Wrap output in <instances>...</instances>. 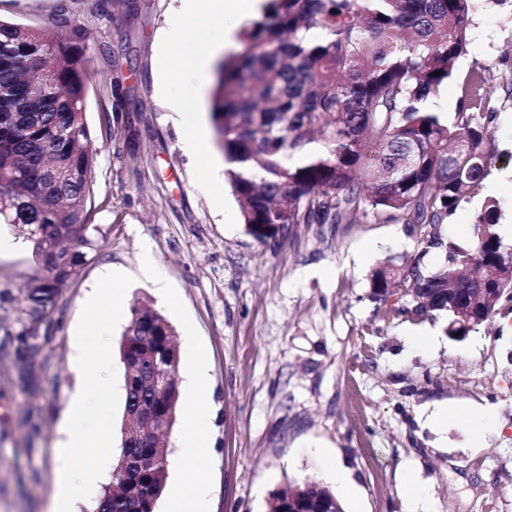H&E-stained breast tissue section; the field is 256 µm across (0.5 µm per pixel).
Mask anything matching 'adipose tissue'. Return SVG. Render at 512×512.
Returning a JSON list of instances; mask_svg holds the SVG:
<instances>
[{"instance_id":"obj_1","label":"adipose tissue","mask_w":512,"mask_h":512,"mask_svg":"<svg viewBox=\"0 0 512 512\" xmlns=\"http://www.w3.org/2000/svg\"><path fill=\"white\" fill-rule=\"evenodd\" d=\"M177 19L163 37L164 43L186 42L184 21L196 22L198 35L190 45L195 74L206 75L213 63L237 44L235 27L225 25V17L242 21L260 14L264 0H177ZM190 395L189 412L180 437L181 447L191 449L194 459L207 453L210 443L207 430L210 425L206 386L208 368L203 362H195L187 375Z\"/></svg>"}]
</instances>
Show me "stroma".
<instances>
[{
	"instance_id": "stroma-1",
	"label": "stroma",
	"mask_w": 512,
	"mask_h": 512,
	"mask_svg": "<svg viewBox=\"0 0 512 512\" xmlns=\"http://www.w3.org/2000/svg\"><path fill=\"white\" fill-rule=\"evenodd\" d=\"M175 0H0V19L56 29L59 11L81 27L89 78L86 120L94 180L93 241L53 310L39 358L0 348V512H51L59 424L82 386L73 336L84 300L111 271L133 276L124 301L163 311L193 333L209 369L212 448L187 463L175 423L165 439L168 483L207 487L206 512H269L273 493L309 479L344 512H512V302L461 341L448 318L382 320L369 276L384 257L419 251L405 224H296L259 242L247 233L209 147V166L180 149L171 105L209 116L183 78V51H163ZM459 68L485 69L494 87L489 130L497 151L478 197L440 227L469 245L484 199L500 206L512 246V0H475ZM15 248L0 257V339L18 333L24 289L40 270L24 227L0 224ZM150 243L169 287L168 308L139 277ZM349 471L337 487L329 460Z\"/></svg>"
}]
</instances>
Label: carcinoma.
Returning <instances> with one entry per match:
<instances>
[{"mask_svg": "<svg viewBox=\"0 0 512 512\" xmlns=\"http://www.w3.org/2000/svg\"><path fill=\"white\" fill-rule=\"evenodd\" d=\"M473 25L472 0H268L246 32L238 59L218 68L210 110L226 182L242 223L261 242L293 224L353 223L359 214L400 222L416 235L419 258L389 256L370 275L372 297L393 301L381 311L424 318L455 316L448 300L484 283L506 288L512 302V249L503 246L500 210L484 200L469 247L445 244L438 228L490 175L496 150L487 124L493 90L485 73L462 74ZM81 29L67 17L49 35L0 20V224H22L42 275L27 290L26 326L9 337L16 358L41 355L63 286L78 274L88 236L93 184L86 121ZM454 81L461 105L448 124L429 107ZM448 247L436 270L421 264ZM120 342L125 366L124 413L152 400L159 415L149 429L120 425L113 487L96 512H156L167 483L158 434L176 422L175 383L157 393L154 374L180 366L174 330L153 307L134 301ZM148 454L155 466L139 474L127 457ZM340 498L307 479L272 495L269 512L288 496Z\"/></svg>", "mask_w": 512, "mask_h": 512, "instance_id": "cac0c4a2", "label": "carcinoma"}]
</instances>
